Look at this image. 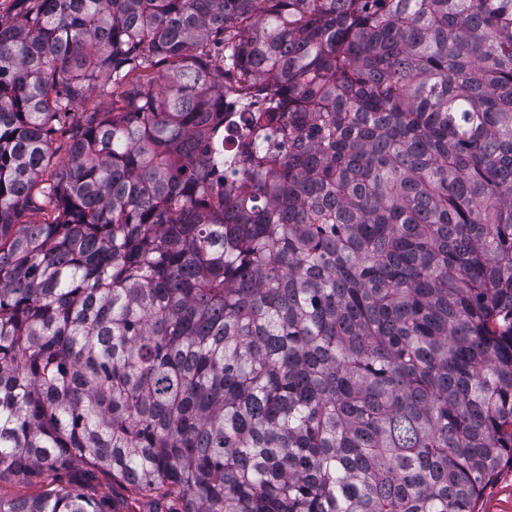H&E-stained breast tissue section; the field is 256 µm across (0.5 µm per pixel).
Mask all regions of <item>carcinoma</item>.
Returning <instances> with one entry per match:
<instances>
[{
    "label": "carcinoma",
    "instance_id": "carcinoma-1",
    "mask_svg": "<svg viewBox=\"0 0 512 512\" xmlns=\"http://www.w3.org/2000/svg\"><path fill=\"white\" fill-rule=\"evenodd\" d=\"M18 2L0 473L45 489L0 512H117L76 461L148 512H474L512 463V0ZM240 101L231 89L224 88V145H228L235 137V128L243 115ZM63 483L83 485L86 492L96 498H104L121 508L122 503L132 502L133 494L128 487L112 479L108 472L94 469L83 463H74L58 474Z\"/></svg>",
    "mask_w": 512,
    "mask_h": 512
}]
</instances>
